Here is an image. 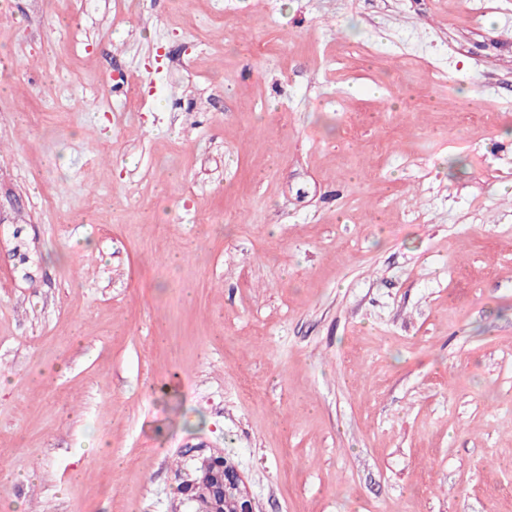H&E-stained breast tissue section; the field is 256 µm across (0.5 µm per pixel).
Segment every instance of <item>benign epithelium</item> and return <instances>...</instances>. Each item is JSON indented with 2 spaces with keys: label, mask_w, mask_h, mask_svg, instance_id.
I'll use <instances>...</instances> for the list:
<instances>
[{
  "label": "benign epithelium",
  "mask_w": 512,
  "mask_h": 512,
  "mask_svg": "<svg viewBox=\"0 0 512 512\" xmlns=\"http://www.w3.org/2000/svg\"><path fill=\"white\" fill-rule=\"evenodd\" d=\"M198 476L180 484L181 493L194 502L200 498L207 501L208 512H224V489L230 487L235 493L236 512H256L252 497L238 469L221 456L200 459Z\"/></svg>",
  "instance_id": "benign-epithelium-1"
}]
</instances>
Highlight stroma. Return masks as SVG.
Here are the masks:
<instances>
[{
	"label": "stroma",
	"mask_w": 512,
	"mask_h": 512,
	"mask_svg": "<svg viewBox=\"0 0 512 512\" xmlns=\"http://www.w3.org/2000/svg\"><path fill=\"white\" fill-rule=\"evenodd\" d=\"M0 512H512V0H0ZM196 472L198 476L192 480H182L181 493L194 502L201 497L207 501L208 512H233L235 506L231 502L224 504V489L231 487L235 493L236 512H256L252 497L238 469L221 456L200 458ZM219 490V496L215 491ZM191 493V494H189Z\"/></svg>",
	"instance_id": "obj_1"
}]
</instances>
